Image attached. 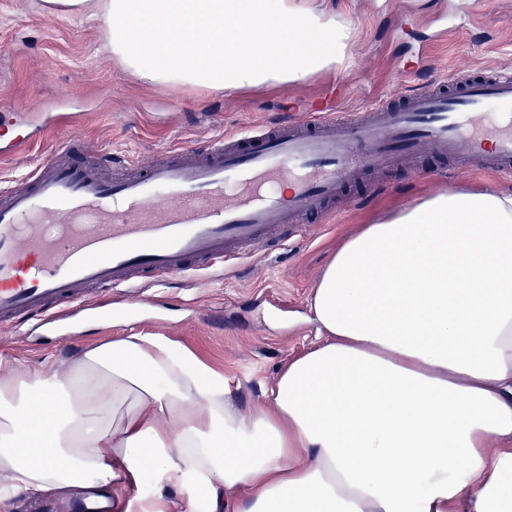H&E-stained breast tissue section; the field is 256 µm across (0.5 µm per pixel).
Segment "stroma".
<instances>
[{"mask_svg":"<svg viewBox=\"0 0 512 512\" xmlns=\"http://www.w3.org/2000/svg\"><path fill=\"white\" fill-rule=\"evenodd\" d=\"M295 3L324 7L350 27L344 64L299 83L225 92L142 82L112 56L105 25L92 13L0 0V190L20 185L65 134L107 158L144 163L164 147L199 145L286 110L298 121L316 106L348 115L454 70L512 72V0ZM423 165L421 174L405 164L367 175L338 200L336 222L308 227L283 248L243 254L229 271L199 272L195 285L172 280L142 289L130 304L103 288L100 315L0 326V358L26 373L48 362L64 372L99 341L154 334L221 373L242 411L264 407L285 361L318 341L313 288L346 235L448 188L512 191V178L453 169L432 154Z\"/></svg>","mask_w":512,"mask_h":512,"instance_id":"stroma-1","label":"stroma"}]
</instances>
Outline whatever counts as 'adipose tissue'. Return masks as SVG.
I'll return each mask as SVG.
<instances>
[{"label":"adipose tissue","instance_id":"obj_1","mask_svg":"<svg viewBox=\"0 0 512 512\" xmlns=\"http://www.w3.org/2000/svg\"><path fill=\"white\" fill-rule=\"evenodd\" d=\"M44 2L96 5L112 54L152 84L300 82L350 40L293 0ZM272 15L280 50L247 27ZM311 311L322 342L247 415L160 336L99 342L64 376L0 358V505L85 489L106 512H512V448L487 449L512 439V193L451 189L363 225Z\"/></svg>","mask_w":512,"mask_h":512}]
</instances>
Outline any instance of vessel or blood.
<instances>
[{"label":"vessel or blood","mask_w":512,"mask_h":512,"mask_svg":"<svg viewBox=\"0 0 512 512\" xmlns=\"http://www.w3.org/2000/svg\"><path fill=\"white\" fill-rule=\"evenodd\" d=\"M427 151L512 176V75L457 72L350 118L318 109L202 149L168 148L112 178L59 142L22 186L0 193V319L50 316L91 288L132 298L142 280L224 265L328 214L367 171Z\"/></svg>","instance_id":"obj_1"}]
</instances>
